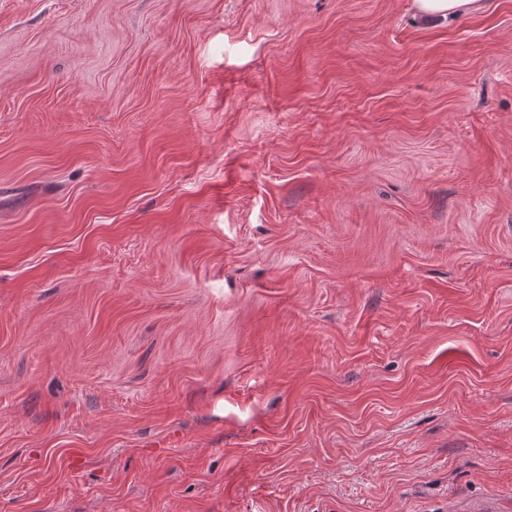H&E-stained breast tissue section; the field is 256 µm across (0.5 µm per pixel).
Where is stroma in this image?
Wrapping results in <instances>:
<instances>
[{
	"label": "stroma",
	"instance_id": "35a3bbf8",
	"mask_svg": "<svg viewBox=\"0 0 512 512\" xmlns=\"http://www.w3.org/2000/svg\"><path fill=\"white\" fill-rule=\"evenodd\" d=\"M0 512H512V0H0ZM414 15L423 20L446 21L481 11L483 0H413Z\"/></svg>",
	"mask_w": 512,
	"mask_h": 512
}]
</instances>
